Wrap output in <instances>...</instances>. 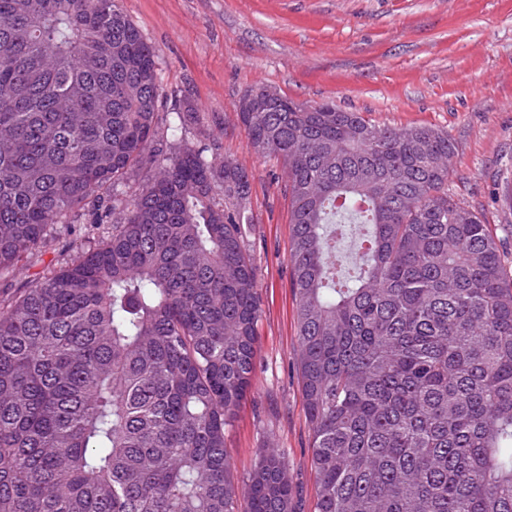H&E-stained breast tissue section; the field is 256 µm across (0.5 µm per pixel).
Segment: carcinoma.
<instances>
[{"instance_id":"carcinoma-1","label":"carcinoma","mask_w":512,"mask_h":512,"mask_svg":"<svg viewBox=\"0 0 512 512\" xmlns=\"http://www.w3.org/2000/svg\"><path fill=\"white\" fill-rule=\"evenodd\" d=\"M163 96L119 0H0V276L77 211L112 223L0 302V512H293L272 448L240 510L225 448L258 344L251 182L175 140L189 105L156 141ZM240 119L287 172L316 512H512V263L449 192L448 134L277 93Z\"/></svg>"}]
</instances>
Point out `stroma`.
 Returning <instances> with one entry per match:
<instances>
[{"mask_svg": "<svg viewBox=\"0 0 512 512\" xmlns=\"http://www.w3.org/2000/svg\"><path fill=\"white\" fill-rule=\"evenodd\" d=\"M157 54L162 112L193 105L186 143L210 144L252 182L247 244L261 303L251 389L226 434L239 490L259 453L283 455L295 512H316L312 431L301 391L289 263L287 174L257 155L237 105L263 87L297 102L331 101L379 125L429 126L455 149L449 189L496 231L512 259V0H119ZM89 215L57 229L15 277L11 298L46 266L72 259L84 237L106 235Z\"/></svg>", "mask_w": 512, "mask_h": 512, "instance_id": "1", "label": "stroma"}]
</instances>
